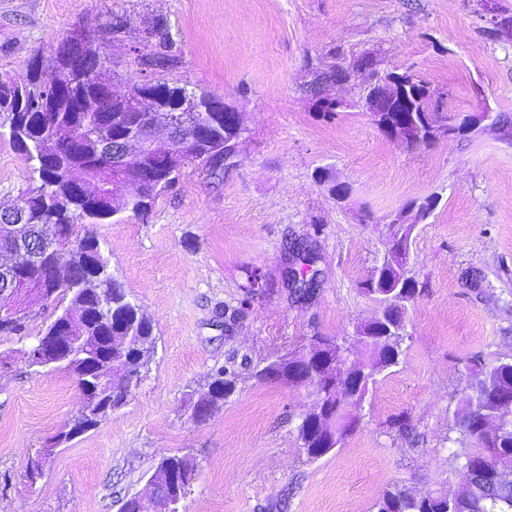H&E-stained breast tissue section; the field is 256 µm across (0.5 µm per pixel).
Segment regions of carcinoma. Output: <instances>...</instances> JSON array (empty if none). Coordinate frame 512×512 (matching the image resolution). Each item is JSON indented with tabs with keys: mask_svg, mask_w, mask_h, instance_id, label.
Listing matches in <instances>:
<instances>
[{
	"mask_svg": "<svg viewBox=\"0 0 512 512\" xmlns=\"http://www.w3.org/2000/svg\"><path fill=\"white\" fill-rule=\"evenodd\" d=\"M123 16L114 13L108 24L89 29L73 28L68 37H79L91 44L106 35L122 33ZM151 38L146 40L148 52L138 56L139 64L154 69H169L179 62L178 48L170 28L157 21L150 28ZM83 47L74 44L61 45L51 50L46 63L54 69L68 65L64 54L81 53ZM361 58L340 59L336 64L313 72L309 92L322 98L321 87L337 83L342 77L357 70ZM376 83H367L361 90L360 108L376 112L383 120L398 117L379 97V83L395 82L404 87L408 101L417 118L418 128L403 143L408 147L429 146L433 143L430 133L448 128L464 136L472 130V116L455 119L440 111L439 99L443 94L431 83L416 77L409 71L376 70L372 74ZM155 91L165 105L175 107L184 93L203 95L186 84L152 81ZM42 86L39 80L24 73L18 76L0 75V114L7 120L0 124V135L9 137L16 151L29 162L27 186L17 195V201L28 209V219L22 233L35 242H47L48 250L33 257L30 263L18 268L14 287L18 296H24L30 287L38 285L42 293L52 298L57 313L56 324L64 321V315L73 320L75 336L89 338L88 353L91 359L105 363L102 372L100 394L111 401L112 409L124 402L121 391L129 373L140 374L148 367L155 353V335L151 319L131 302L123 284L108 273L107 260L100 251L99 239L91 226L120 213L137 214L144 194H151L155 201L168 190L189 163L203 164L210 174L218 177L230 160L225 154V143L240 138L241 133L224 128V121L216 120L207 125L203 133L193 136L192 147L183 156L182 163L172 165L163 154L149 161V174L143 181L106 204L95 208L88 203L69 199L73 183L97 176L99 141L110 140L112 135L121 136L138 119L136 112H117L112 100L103 102L100 112H67L48 107L31 112L33 103H40ZM55 138L60 145V158L41 160L42 144ZM439 203V197L431 195L406 203L405 212L415 213L418 220L428 219ZM61 229L63 241L52 244L56 229ZM411 225L401 222V216L388 224L389 239L410 248ZM385 281L396 285L393 292L374 293L381 311L375 321V331L391 337L386 352H373L360 360L369 373L397 364L402 354L404 324L409 306L417 291L424 288L410 270L398 260H381ZM319 288V281L306 273L293 274L292 299L300 305L309 302ZM237 372L234 364L222 365L212 372L207 391L190 401L191 417H196L200 407L207 408L210 416L224 404L236 389ZM466 404L453 414L450 429L474 440L478 451L466 453L458 462V475L466 483L467 492L462 500L450 499L448 494L430 491L417 495L404 487L394 486L386 490L375 502V512H512V477L499 474V463L512 458V415L506 418L501 431L488 438L484 430V413L493 409L504 395L512 394V358L485 363L476 354L468 360L466 380ZM327 404L325 419L316 428L305 431L297 426V439L303 454L317 460L336 449V436H348L355 427L345 398L328 391L323 396ZM172 469L182 474L189 484L195 476L193 462L185 456H169L161 460L155 469L156 479L166 476Z\"/></svg>",
	"mask_w": 512,
	"mask_h": 512,
	"instance_id": "obj_1",
	"label": "carcinoma"
}]
</instances>
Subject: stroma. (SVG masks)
<instances>
[{
    "instance_id": "1",
    "label": "stroma",
    "mask_w": 512,
    "mask_h": 512,
    "mask_svg": "<svg viewBox=\"0 0 512 512\" xmlns=\"http://www.w3.org/2000/svg\"><path fill=\"white\" fill-rule=\"evenodd\" d=\"M115 12L125 32L102 44L115 91L143 75L135 51L161 18L180 61L157 79L223 97L245 133L223 175L189 167L147 216L95 225L110 273L153 322L157 350L127 403L57 448L33 484L29 454L68 427L80 393L68 374L31 372L20 357L48 310L28 335L0 337L13 360L0 371V512H121L173 455L198 465L185 512H371L395 485L456 492V457L473 449L449 430L465 404L467 361L512 358V139L503 129L512 124V31L493 26L512 18V0H0V74L25 73L34 53ZM337 50L412 68L448 91L449 116L485 106L504 123L411 149L356 108V82L328 88L352 106L323 121L308 85ZM28 172L0 138V208ZM336 181L351 188L341 204L329 192ZM429 195L440 203L412 229L410 269L425 288L409 308L400 361L378 375L343 446L307 460L296 427L315 394L258 381L253 369L314 336L355 338L378 308L362 283L385 253L391 219ZM304 237L316 243L321 287L297 307L286 250ZM250 271L259 285L249 293ZM229 362L233 395L192 419L189 394Z\"/></svg>"
}]
</instances>
